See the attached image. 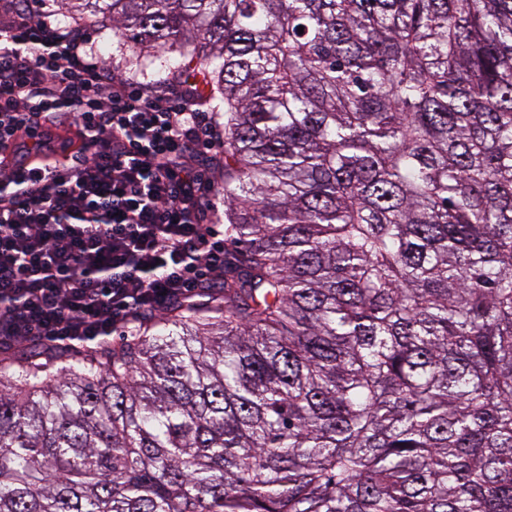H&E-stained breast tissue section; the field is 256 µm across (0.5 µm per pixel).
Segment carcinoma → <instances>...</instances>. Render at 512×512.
I'll list each match as a JSON object with an SVG mask.
<instances>
[{"instance_id": "cac0c4a2", "label": "carcinoma", "mask_w": 512, "mask_h": 512, "mask_svg": "<svg viewBox=\"0 0 512 512\" xmlns=\"http://www.w3.org/2000/svg\"><path fill=\"white\" fill-rule=\"evenodd\" d=\"M55 2L221 95L224 279L0 353V512H512V0Z\"/></svg>"}]
</instances>
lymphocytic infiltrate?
<instances>
[{
	"label": "lymphocytic infiltrate",
	"instance_id": "1",
	"mask_svg": "<svg viewBox=\"0 0 512 512\" xmlns=\"http://www.w3.org/2000/svg\"><path fill=\"white\" fill-rule=\"evenodd\" d=\"M0 144L70 122L63 167L50 140L29 173H0V344L72 347L130 336L137 315L215 283L224 235L205 176L224 145L179 84L126 78L64 25L50 0H0Z\"/></svg>",
	"mask_w": 512,
	"mask_h": 512
}]
</instances>
